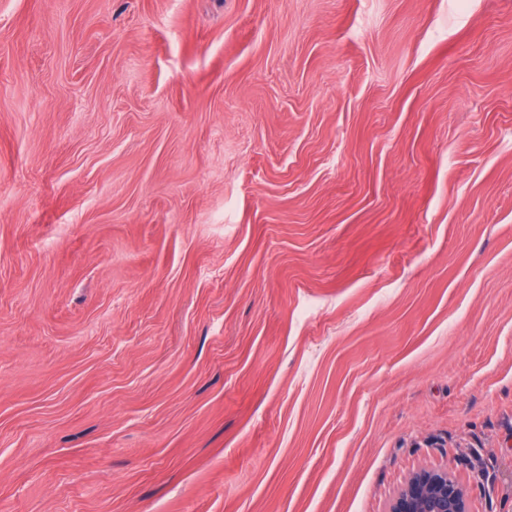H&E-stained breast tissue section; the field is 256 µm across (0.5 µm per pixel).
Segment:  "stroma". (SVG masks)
Returning <instances> with one entry per match:
<instances>
[{"mask_svg": "<svg viewBox=\"0 0 512 512\" xmlns=\"http://www.w3.org/2000/svg\"><path fill=\"white\" fill-rule=\"evenodd\" d=\"M512 512V0H0V512ZM387 512H472L470 491L448 468H420L394 494Z\"/></svg>", "mask_w": 512, "mask_h": 512, "instance_id": "35a3bbf8", "label": "stroma"}]
</instances>
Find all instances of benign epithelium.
<instances>
[{"label": "benign epithelium", "mask_w": 512, "mask_h": 512, "mask_svg": "<svg viewBox=\"0 0 512 512\" xmlns=\"http://www.w3.org/2000/svg\"><path fill=\"white\" fill-rule=\"evenodd\" d=\"M388 512H471L470 491L448 468H420L394 494Z\"/></svg>", "instance_id": "obj_1"}]
</instances>
